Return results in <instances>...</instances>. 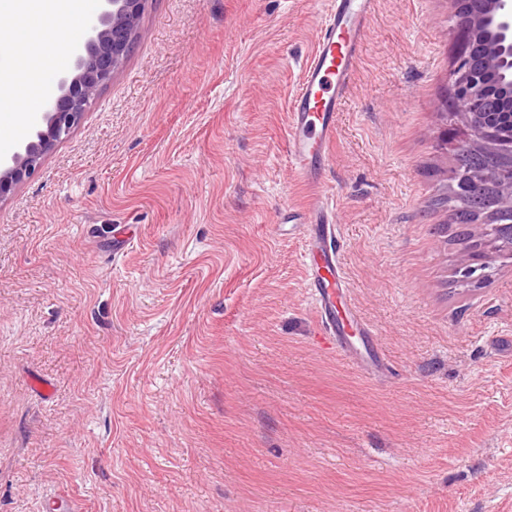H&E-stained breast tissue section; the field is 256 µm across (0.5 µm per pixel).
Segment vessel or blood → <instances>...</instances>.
Wrapping results in <instances>:
<instances>
[{
    "mask_svg": "<svg viewBox=\"0 0 512 512\" xmlns=\"http://www.w3.org/2000/svg\"><path fill=\"white\" fill-rule=\"evenodd\" d=\"M375 0H330V13L321 28L316 50L304 67L290 102L288 156L298 180L321 183L336 139V121L344 94L362 52ZM301 224L304 268L309 294L325 332L343 354H353L342 315L344 272L339 260L335 217L312 205Z\"/></svg>",
    "mask_w": 512,
    "mask_h": 512,
    "instance_id": "b4317fda",
    "label": "vessel or blood"
}]
</instances>
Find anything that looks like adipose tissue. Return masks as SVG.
<instances>
[{
    "instance_id": "adipose-tissue-1",
    "label": "adipose tissue",
    "mask_w": 512,
    "mask_h": 512,
    "mask_svg": "<svg viewBox=\"0 0 512 512\" xmlns=\"http://www.w3.org/2000/svg\"><path fill=\"white\" fill-rule=\"evenodd\" d=\"M88 0H0V17L11 25L6 41L14 67L0 73V135L20 134L49 86L47 54L63 59L68 37L61 24L86 20Z\"/></svg>"
}]
</instances>
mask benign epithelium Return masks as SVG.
<instances>
[{
  "mask_svg": "<svg viewBox=\"0 0 512 512\" xmlns=\"http://www.w3.org/2000/svg\"><path fill=\"white\" fill-rule=\"evenodd\" d=\"M104 6L88 32L73 72L58 83V95L49 100L40 125L33 129L21 150L0 161V203L41 164L57 144L79 124L87 105L111 79L129 52L146 0H103ZM462 49L453 71L455 112L446 113L454 123L446 144L464 158L482 151L497 156V163L472 171L458 162L451 172L457 196L474 195L488 183L499 194L490 205L512 212V0H454ZM480 45L483 66L470 61L471 48ZM504 254L492 236L467 245L459 268L470 282Z\"/></svg>",
  "mask_w": 512,
  "mask_h": 512,
  "instance_id": "1",
  "label": "benign epithelium"
}]
</instances>
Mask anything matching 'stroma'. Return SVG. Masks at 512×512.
I'll use <instances>...</instances> for the list:
<instances>
[{"instance_id":"obj_1","label":"stroma","mask_w":512,"mask_h":512,"mask_svg":"<svg viewBox=\"0 0 512 512\" xmlns=\"http://www.w3.org/2000/svg\"><path fill=\"white\" fill-rule=\"evenodd\" d=\"M329 9L147 0L0 203V512H512V259L461 281L435 204L454 5L377 0L313 190L290 101ZM316 196L375 333L358 366L275 232Z\"/></svg>"}]
</instances>
